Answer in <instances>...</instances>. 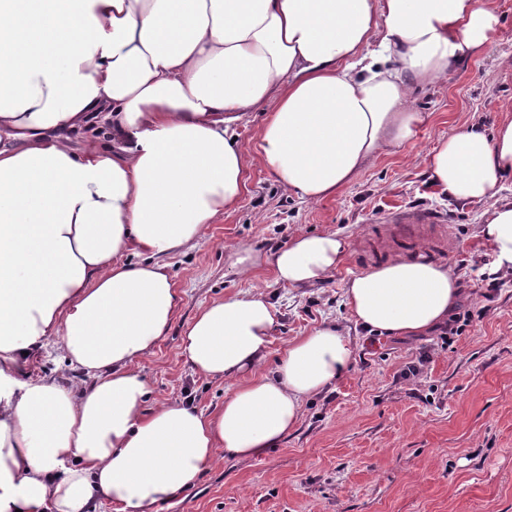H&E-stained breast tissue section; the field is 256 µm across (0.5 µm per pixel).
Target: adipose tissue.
I'll use <instances>...</instances> for the list:
<instances>
[{
	"label": "adipose tissue",
	"instance_id": "ef3b65f1",
	"mask_svg": "<svg viewBox=\"0 0 512 512\" xmlns=\"http://www.w3.org/2000/svg\"><path fill=\"white\" fill-rule=\"evenodd\" d=\"M497 0H0V512H157L218 453L257 458L335 382L353 351L325 325L263 370L276 308L261 293L201 307L181 337L192 370L235 387L214 414L147 406L136 364L182 301L161 254L192 248L234 209L245 157L233 126L266 109L254 159L317 202L353 180L419 120L417 86L481 53ZM104 115L118 141L75 148ZM443 193L493 198L512 175V119L470 125L422 158ZM497 270L512 272V201L482 226ZM145 252L138 264L124 252ZM333 235H302L265 257L302 287L335 271ZM449 267L400 258L349 280L356 325L422 336L464 296ZM89 384L73 391L24 368L51 338Z\"/></svg>",
	"mask_w": 512,
	"mask_h": 512
}]
</instances>
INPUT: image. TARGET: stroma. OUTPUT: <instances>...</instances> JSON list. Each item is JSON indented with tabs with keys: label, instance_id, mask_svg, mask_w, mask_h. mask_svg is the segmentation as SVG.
Returning <instances> with one entry per match:
<instances>
[{
	"label": "stroma",
	"instance_id": "stroma-1",
	"mask_svg": "<svg viewBox=\"0 0 512 512\" xmlns=\"http://www.w3.org/2000/svg\"><path fill=\"white\" fill-rule=\"evenodd\" d=\"M498 5L501 22L490 47L416 91L422 122L411 141L369 160L336 195L317 202L302 200L247 159L238 207L208 225L193 249L159 256L182 303L141 362L151 404L185 399L205 414L223 404L233 381L195 374L181 356L180 337L200 307L226 295L260 292L275 305L265 370L276 368L288 340L325 324L347 333L354 358L328 390L306 402L301 421L277 447L255 459L219 455L158 512H512V273L499 288L479 278L478 266L492 258L479 237L489 203L441 193L414 161L461 126L493 130L503 104L512 103V0ZM400 212L434 221L398 224L393 216ZM301 233L335 234L348 243L331 278L314 286L291 288L277 283L269 266L245 273L228 258L229 246L269 255ZM417 255L460 276V310L490 305L450 346L435 331L368 332L346 305L345 284L354 275ZM424 350L430 357L408 387L400 371Z\"/></svg>",
	"mask_w": 512,
	"mask_h": 512
}]
</instances>
